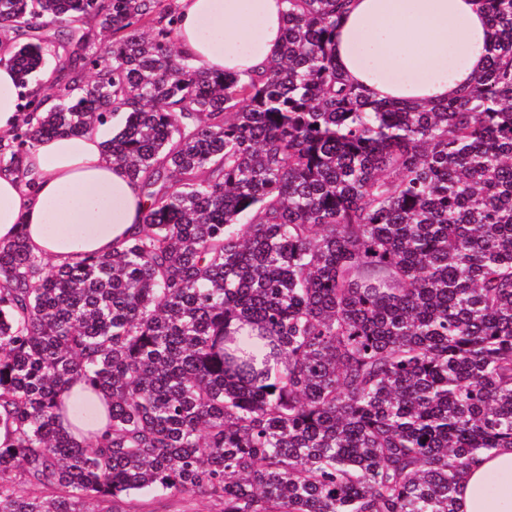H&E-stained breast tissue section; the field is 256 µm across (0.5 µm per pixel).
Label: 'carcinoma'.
Returning <instances> with one entry per match:
<instances>
[{"label": "carcinoma", "mask_w": 512, "mask_h": 512, "mask_svg": "<svg viewBox=\"0 0 512 512\" xmlns=\"http://www.w3.org/2000/svg\"><path fill=\"white\" fill-rule=\"evenodd\" d=\"M283 2L277 59L242 81L176 47L166 0H0L27 89L0 162L23 176L42 137L124 112L104 147L147 200L110 255L0 247V512H458L477 452L512 447V0H475L486 68L429 104L342 75L349 0ZM77 384L112 398L80 441ZM146 510L144 512H180L190 508L191 512H209L210 505L206 500L196 499L190 503H185L180 497H152L144 498Z\"/></svg>", "instance_id": "carcinoma-1"}]
</instances>
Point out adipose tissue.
Instances as JSON below:
<instances>
[{"instance_id": "ef3b65f1", "label": "adipose tissue", "mask_w": 512, "mask_h": 512, "mask_svg": "<svg viewBox=\"0 0 512 512\" xmlns=\"http://www.w3.org/2000/svg\"><path fill=\"white\" fill-rule=\"evenodd\" d=\"M180 49L207 71L246 80L275 58L282 0H181ZM493 30L475 0H351L334 37L339 71L375 100L443 102L483 71ZM0 41V131L17 124L19 88ZM98 131L40 140L27 177L0 169V246L24 236L66 266L108 255L136 232L145 205ZM459 512H512V448L480 453L457 488Z\"/></svg>"}]
</instances>
